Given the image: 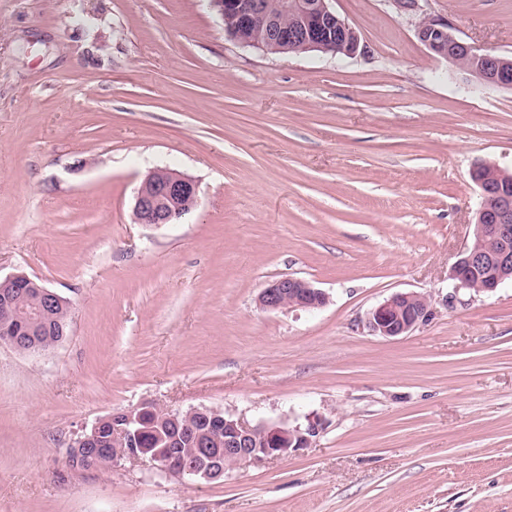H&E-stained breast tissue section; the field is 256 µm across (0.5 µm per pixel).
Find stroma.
I'll return each mask as SVG.
<instances>
[{"mask_svg": "<svg viewBox=\"0 0 512 512\" xmlns=\"http://www.w3.org/2000/svg\"><path fill=\"white\" fill-rule=\"evenodd\" d=\"M331 5L354 56L240 45L208 0H0V280L71 303L56 347L0 345V512H512V280L450 279L470 169L512 172V88L428 52L394 0ZM420 6L512 55V0ZM157 168L199 205L134 223ZM288 275L327 305L260 310ZM397 292L429 320L369 332ZM147 400L322 428L214 482L67 466L85 426Z\"/></svg>", "mask_w": 512, "mask_h": 512, "instance_id": "stroma-1", "label": "stroma"}]
</instances>
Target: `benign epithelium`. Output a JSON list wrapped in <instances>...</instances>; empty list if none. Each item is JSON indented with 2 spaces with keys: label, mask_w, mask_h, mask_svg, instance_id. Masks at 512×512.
Listing matches in <instances>:
<instances>
[{
  "label": "benign epithelium",
  "mask_w": 512,
  "mask_h": 512,
  "mask_svg": "<svg viewBox=\"0 0 512 512\" xmlns=\"http://www.w3.org/2000/svg\"><path fill=\"white\" fill-rule=\"evenodd\" d=\"M224 30L237 43L262 48L267 43H281L296 51L320 50L324 53L353 55L361 43L360 33L332 8V0H281L276 17L268 12L266 0H209ZM416 34L432 54L462 65L464 61L478 65L480 83L512 88V70L503 66L502 56L485 52L453 33L448 20L425 15L418 22ZM480 163L471 171L480 204L475 212L472 239L460 254L453 269L454 290L467 289L477 293L494 291L503 281L512 278V194L494 190L485 177L478 176ZM189 199L198 203V186L192 178L168 169L152 171L138 189L132 209L136 224H170L188 210L176 201ZM26 282L34 287L41 308L47 312L67 302L30 277L17 274L0 282V344L19 349L24 338L13 336L9 328L18 318L15 289L12 284ZM328 296L312 282L285 276L262 289L258 305L266 311L284 309H318L326 305ZM430 299L416 292L395 293L377 306L368 318V328L385 338L405 336L430 316ZM154 407L144 402L138 407L116 415L97 419L72 443V455L80 459L95 455L102 443V431L112 422V464L124 459L149 457L163 469L166 461L145 449L136 447L140 437L141 416ZM209 421L210 432L188 441L193 456L178 476L205 481H218L224 474L244 465L279 459L310 446L319 433L320 423L311 421L304 428L268 424L250 425L228 417L218 409H192Z\"/></svg>",
  "instance_id": "benign-epithelium-1"
}]
</instances>
